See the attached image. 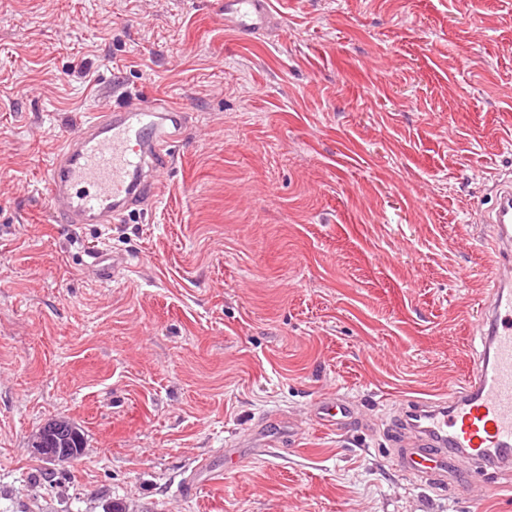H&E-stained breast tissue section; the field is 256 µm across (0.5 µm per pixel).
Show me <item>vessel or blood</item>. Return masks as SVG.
<instances>
[{"label": "vessel or blood", "mask_w": 512, "mask_h": 512, "mask_svg": "<svg viewBox=\"0 0 512 512\" xmlns=\"http://www.w3.org/2000/svg\"><path fill=\"white\" fill-rule=\"evenodd\" d=\"M276 0H224V26L243 36L267 33ZM186 123L185 112L153 99L118 101L112 110L79 123L54 149L46 192L66 224H109L141 200L157 198L158 169L167 146ZM488 216L486 255L490 293L477 322L471 372L445 398L415 400L393 417L401 447L394 460L411 474L447 482L449 465L512 474V183L498 185ZM351 410L333 393L315 405L314 418L342 425Z\"/></svg>", "instance_id": "vessel-or-blood-1"}]
</instances>
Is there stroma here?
Instances as JSON below:
<instances>
[{
	"mask_svg": "<svg viewBox=\"0 0 512 512\" xmlns=\"http://www.w3.org/2000/svg\"><path fill=\"white\" fill-rule=\"evenodd\" d=\"M280 10L245 39L224 0H0V512H512L396 467L390 420L468 376L512 0ZM120 92L188 116L159 200L57 223L51 148ZM58 417L77 462L29 446ZM351 414L347 398L338 392L331 394L313 408V416L325 425H342ZM77 427V426H76ZM78 428V427H77ZM79 430V431H78ZM76 428L72 425H63L62 423H48L44 424L40 427L32 436H31V447L34 449V452L37 456L46 460V462L59 464L64 463L65 459L69 458L67 463H71L72 461L80 458L84 451L82 448H86V438L85 433H81L80 429ZM77 432L81 433V439H78L77 445L72 449L67 456L54 454L50 451V448L55 444L59 443L64 439H68L69 437H79Z\"/></svg>",
	"mask_w": 512,
	"mask_h": 512,
	"instance_id": "stroma-1",
	"label": "stroma"
}]
</instances>
